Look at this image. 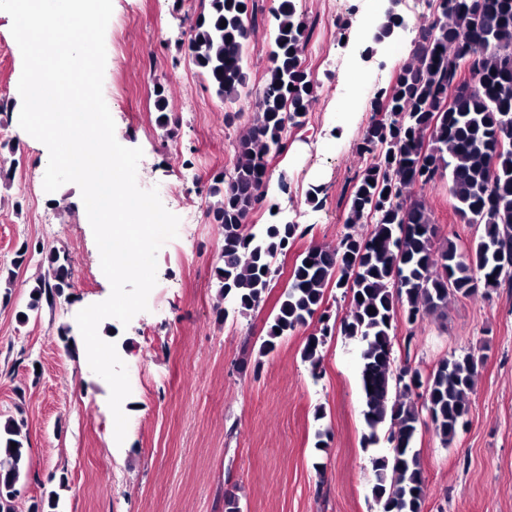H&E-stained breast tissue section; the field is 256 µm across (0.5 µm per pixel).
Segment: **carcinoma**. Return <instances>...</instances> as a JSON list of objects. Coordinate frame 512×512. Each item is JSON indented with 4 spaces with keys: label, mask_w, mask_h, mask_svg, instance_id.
Returning a JSON list of instances; mask_svg holds the SVG:
<instances>
[{
    "label": "carcinoma",
    "mask_w": 512,
    "mask_h": 512,
    "mask_svg": "<svg viewBox=\"0 0 512 512\" xmlns=\"http://www.w3.org/2000/svg\"><path fill=\"white\" fill-rule=\"evenodd\" d=\"M250 0H207L188 36L189 57L224 100L246 85L243 48L251 33ZM271 66L256 92L260 119L248 126L235 148L230 178L213 176L209 208L222 229L224 249L215 267L220 299L243 315L259 307L275 277L273 260L290 240L304 234L298 224H268L245 232L247 217L265 199L269 153L288 127L298 126L314 97L315 80L302 62L309 38L294 0L276 8ZM226 25H221V22ZM401 17L388 12L373 41L390 38ZM382 119L370 125L359 144L374 155L352 187L345 220L349 232L334 247L314 245L295 263L288 286L260 343L273 352L283 339L317 320L302 358L312 370L334 327L323 308L328 285L352 294L340 331L364 342L361 383L364 419L377 439L389 425L393 454L372 461V494L383 512H422L426 480L410 443L426 411L444 445L454 441L468 413L482 359L468 352L440 361L427 376L396 366L391 337L398 309L413 323L448 304L512 282V0H438L436 17L422 28L414 62L402 66L395 83L375 100ZM165 90L156 91L157 122L176 123L167 112ZM448 178V192L462 220L480 234L474 244L453 243L436 250V224L425 205L409 200L407 189H422ZM370 224L367 235L354 228ZM47 269L32 289L28 309L54 304L72 288L64 250L46 251ZM363 300H358V297ZM375 312H369V308ZM422 400L416 405L409 397ZM24 421L0 418V512H15L19 482L28 466Z\"/></svg>",
    "instance_id": "obj_1"
}]
</instances>
